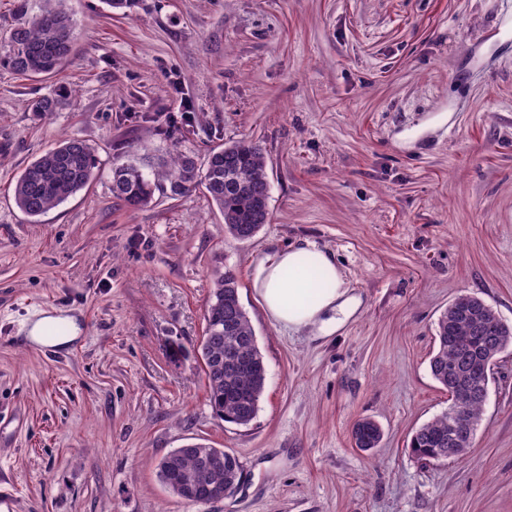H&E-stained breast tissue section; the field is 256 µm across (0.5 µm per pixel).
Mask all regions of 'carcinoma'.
<instances>
[{"instance_id":"1","label":"carcinoma","mask_w":512,"mask_h":512,"mask_svg":"<svg viewBox=\"0 0 512 512\" xmlns=\"http://www.w3.org/2000/svg\"><path fill=\"white\" fill-rule=\"evenodd\" d=\"M38 13L19 24L10 34V49L0 56V67L17 75L37 77L54 73L73 52L76 22L65 0H42ZM67 93L62 87L32 100L29 109L54 112ZM99 167L95 149L81 139L66 138L47 149L20 173L13 187L16 206L38 217L86 188ZM203 186L224 217V230L239 240H248L269 223V177L261 145L238 140L209 152L203 166L195 157L177 154L172 170L160 178L150 176L133 163L112 165V196L130 208L144 206L160 193L181 196ZM456 309L445 310L435 329L437 348L430 359L433 378L452 393L468 396L467 411L478 425L488 386L483 358L501 346H512V326L505 325L477 296L461 295ZM207 379V397L212 410L224 421L249 425L257 415L264 390L266 368L254 329L240 303L235 270L224 267L213 283L206 314L205 334L200 344ZM451 412L420 426L409 448L417 459L442 463L465 454L472 439L458 437ZM357 448L374 449L382 439L373 420H358L352 431ZM213 455L222 459L220 470L211 469ZM158 473L170 479L168 490L179 499L203 503L206 488L215 482L232 494L240 483L238 458L222 448L191 443L161 458Z\"/></svg>"}]
</instances>
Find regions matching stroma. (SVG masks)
<instances>
[{"label": "stroma", "mask_w": 512, "mask_h": 512, "mask_svg": "<svg viewBox=\"0 0 512 512\" xmlns=\"http://www.w3.org/2000/svg\"><path fill=\"white\" fill-rule=\"evenodd\" d=\"M70 58L49 76L0 68V482L15 512H512V349L467 454L412 456L448 408L429 368L439 316L483 299L512 325V0H67ZM67 88L55 112L31 99ZM193 111L167 135L180 99ZM101 170L32 219L11 192L60 140ZM260 141L270 222L225 233L203 188L129 208L110 167L204 161ZM314 243L364 301L342 332L264 314L253 271ZM232 266L264 357L259 410L218 418L198 347L217 272ZM80 336L31 342L35 302ZM384 436L356 448L354 423ZM192 442L243 476L223 501H181L159 460Z\"/></svg>", "instance_id": "obj_1"}]
</instances>
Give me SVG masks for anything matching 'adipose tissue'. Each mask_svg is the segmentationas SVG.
Instances as JSON below:
<instances>
[{
    "label": "adipose tissue",
    "instance_id": "1",
    "mask_svg": "<svg viewBox=\"0 0 512 512\" xmlns=\"http://www.w3.org/2000/svg\"><path fill=\"white\" fill-rule=\"evenodd\" d=\"M322 272L325 284L309 296L306 263ZM254 286L269 318L278 326L332 336L360 311L362 299L348 288L333 258L315 245L275 250L258 263Z\"/></svg>",
    "mask_w": 512,
    "mask_h": 512
}]
</instances>
